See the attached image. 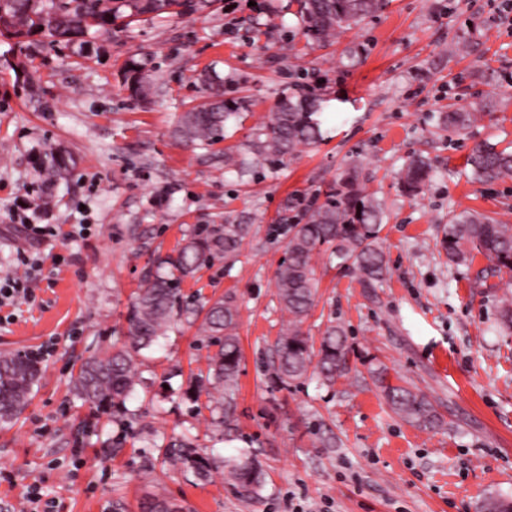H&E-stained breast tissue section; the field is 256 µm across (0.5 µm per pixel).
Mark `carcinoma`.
I'll list each match as a JSON object with an SVG mask.
<instances>
[{
    "label": "carcinoma",
    "mask_w": 512,
    "mask_h": 512,
    "mask_svg": "<svg viewBox=\"0 0 512 512\" xmlns=\"http://www.w3.org/2000/svg\"><path fill=\"white\" fill-rule=\"evenodd\" d=\"M206 0H0V38L26 56L41 43L72 45L82 41L92 29L110 31L119 20L142 15H183L197 10ZM297 5L307 41L323 42L334 34L353 28L362 19L382 8V0H290ZM125 81L137 96H146L150 84L139 66L132 63ZM207 87V100L184 112L173 131L176 141L187 147H204L226 136L231 122L240 118L243 101L224 98V90L234 85L231 75L220 77L209 72L201 75ZM490 99L479 97L468 106L441 113L442 128L461 131L477 119V112L489 111ZM324 101L313 94L282 98L269 122L262 126L249 144L252 164L261 167L281 161L300 146L323 141L320 114ZM473 180L492 185L512 178V146L498 148L480 145L467 158ZM75 166L72 155L50 150L39 159L40 171L54 183ZM428 177L426 163L413 159L405 168L403 191L418 195ZM302 206L296 196L285 199L277 224L288 226L285 256L276 273V298L280 309L288 313L273 346L275 378L282 384L317 378L331 383L343 372L348 352L342 327L330 326L314 348L305 336L303 324L317 295L313 260L323 251H331L350 264L364 288L378 287L387 272L385 256L379 246L384 211L379 201L365 195L357 184V171L349 169L338 186L326 193L325 201L304 207L302 218L291 216ZM250 231L248 224H222L204 229L184 240L172 254L156 258L157 268L167 272L148 275L138 289L127 316L128 342L105 350L87 360L75 378L76 394L103 413L122 414L135 391L136 357L166 335L174 314L203 317L202 329L217 350L208 357L206 373L190 377L186 399L196 403L206 394L205 408L217 414L216 427L231 428L233 419L224 415V403L233 399L241 366L237 335L238 308L232 297L207 301L208 308L194 309L183 304L179 283L194 276L217 258H235ZM448 261L455 265L472 262L477 254L489 259L491 267L483 278L512 274V225L501 224L483 213L465 212L453 216L443 239ZM38 374L37 361L20 354L0 356V420L12 419L25 405ZM371 378L393 411L403 420L425 429L441 426L442 419L431 401L415 387L394 383L389 369L380 363L371 370ZM166 455L192 469L201 477L224 468L227 479L243 495L260 493L264 473L259 462L241 454L223 463L197 453L187 441L172 442ZM170 501L155 493L140 503V512H161Z\"/></svg>",
    "instance_id": "cac0c4a2"
}]
</instances>
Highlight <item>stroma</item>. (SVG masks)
Masks as SVG:
<instances>
[{
  "instance_id": "stroma-1",
  "label": "stroma",
  "mask_w": 512,
  "mask_h": 512,
  "mask_svg": "<svg viewBox=\"0 0 512 512\" xmlns=\"http://www.w3.org/2000/svg\"><path fill=\"white\" fill-rule=\"evenodd\" d=\"M288 0H211L184 16H145L90 31L93 51L41 45L38 91L4 66L18 50L0 41V277L19 251L46 264L36 302L0 308V354L38 352L40 377L18 418L0 422V512H29L37 484L54 512H139L163 493L190 512H482L489 496L512 499V330L501 325L512 277H479L488 262L449 264L450 218L479 210L512 224V179L474 182L466 159L479 144L512 143V9L502 0H385L346 33L308 46ZM137 63L147 100L124 84ZM234 73L241 123L204 149L173 142L180 115L200 103L203 70ZM328 100L324 139L283 161L239 175L227 148L251 139L284 95ZM496 101L459 134L438 115L476 95ZM78 160L47 187L37 160L52 148ZM432 167L421 194H403L414 156ZM357 164L364 193L386 206L381 246L389 272L362 288L330 253L315 260L312 341L344 326L347 370L335 384L284 387L271 347L288 316L276 300L287 235L271 234L282 201L322 203ZM29 209L56 236L34 243L13 214ZM251 227L233 264L218 260L185 280L188 302L233 295L242 348L234 426L221 439L209 411L183 391L207 366L200 323L179 321L143 350L141 383L127 414L93 415L73 380L90 356L127 342V313L157 256L224 219ZM419 388L443 419L423 429L399 418L369 367ZM189 437L206 457L250 451L265 472L260 496L242 498L223 471L200 478L165 454Z\"/></svg>"
}]
</instances>
